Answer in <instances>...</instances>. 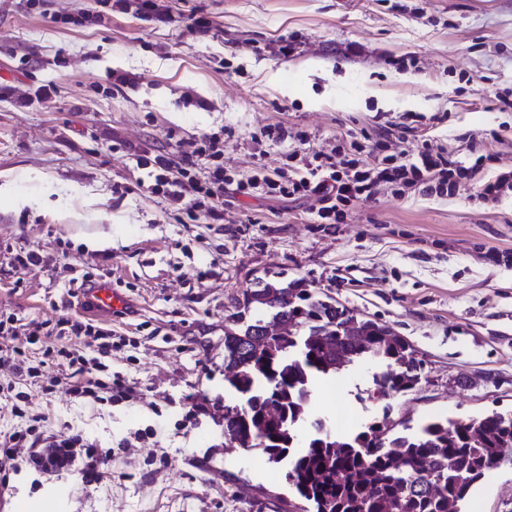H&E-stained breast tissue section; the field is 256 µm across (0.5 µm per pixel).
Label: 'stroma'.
I'll return each mask as SVG.
<instances>
[{
	"label": "stroma",
	"instance_id": "stroma-1",
	"mask_svg": "<svg viewBox=\"0 0 512 512\" xmlns=\"http://www.w3.org/2000/svg\"><path fill=\"white\" fill-rule=\"evenodd\" d=\"M0 0V314L37 322L81 315L72 278L103 269L127 300L105 316L133 352L112 369L134 398L98 408L57 390L54 429L72 426L105 446L127 442L111 481L87 492L80 471L45 479L28 468L0 488V512H302L282 470L259 453L226 454L215 422L237 397L224 385V326L254 278L303 280L354 313L390 326L420 363V381L373 399L383 363L364 360L311 385L313 418L387 421L411 434L436 418L512 410V194L475 200L477 180L512 167V0H164L170 24L143 20L138 0ZM95 23L68 24L81 13ZM211 27L194 29L197 18ZM292 54H278L281 41ZM407 126L420 142L486 157L477 180L451 194L394 196L383 188L346 223L318 224L315 201L224 190V221L147 193L139 154L180 163L204 137L224 140L237 176L287 161L268 129L306 134L325 152L341 137L376 139ZM108 237L111 247L87 240ZM223 249L197 279L198 261ZM52 265L20 270V251ZM211 403L189 415L187 399ZM153 429L152 437L136 431ZM170 463L146 474L145 460ZM467 512H512V460L471 493Z\"/></svg>",
	"mask_w": 512,
	"mask_h": 512
}]
</instances>
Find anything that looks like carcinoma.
<instances>
[{"label": "carcinoma", "mask_w": 512, "mask_h": 512, "mask_svg": "<svg viewBox=\"0 0 512 512\" xmlns=\"http://www.w3.org/2000/svg\"><path fill=\"white\" fill-rule=\"evenodd\" d=\"M390 327L360 317L298 281L260 279L224 325V381L239 398L224 406V433L286 468L309 512H464L471 490L512 451V411L434 419L413 434L378 422L337 434L322 422L306 445L309 385L363 358L386 363L382 396L413 389L420 365Z\"/></svg>", "instance_id": "cac0c4a2"}]
</instances>
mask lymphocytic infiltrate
Returning a JSON list of instances; mask_svg holds the SVG:
<instances>
[{"label":"lymphocytic infiltrate","mask_w":512,"mask_h":512,"mask_svg":"<svg viewBox=\"0 0 512 512\" xmlns=\"http://www.w3.org/2000/svg\"><path fill=\"white\" fill-rule=\"evenodd\" d=\"M405 133V127L396 123L384 127L379 140L369 147L380 154L371 167L361 163L359 154L367 147L358 141L328 153L301 143L288 152L292 162L288 172L271 174L259 168L238 180L236 189L278 199H312L317 203V223L341 224L351 206L372 200L380 185L394 186L400 197L408 193L429 196L448 191L454 177L473 178L479 173L484 158L473 153L454 158L433 152L425 142L411 153L389 152V142L404 139ZM223 154V142L213 135L179 166H172L162 154L143 159V166L153 173L147 190L177 201L188 199L190 210L220 223L228 182ZM199 157L209 162L203 178L195 172ZM57 329L59 335L70 337L69 346L49 343L42 324L24 323L14 315L0 319V365L9 367L12 374L6 386L0 387V415L12 422L10 428L0 430L1 486H8L11 474L23 465L48 477L81 470L86 488L92 491L111 474V449L79 429L66 435L51 432L48 412L34 410L33 403L49 399L60 386L65 387L71 402L83 406L130 399L134 383L121 373L110 372L105 359L112 351L130 346L131 341L113 337L110 328L91 319H63Z\"/></svg>","instance_id":"obj_1"}]
</instances>
